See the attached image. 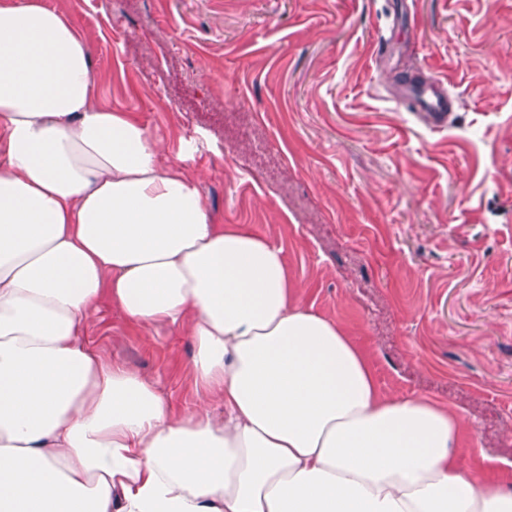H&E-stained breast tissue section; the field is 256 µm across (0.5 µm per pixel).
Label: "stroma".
Instances as JSON below:
<instances>
[{
	"instance_id": "1",
	"label": "stroma",
	"mask_w": 512,
	"mask_h": 512,
	"mask_svg": "<svg viewBox=\"0 0 512 512\" xmlns=\"http://www.w3.org/2000/svg\"><path fill=\"white\" fill-rule=\"evenodd\" d=\"M90 41L101 101L196 178L215 223L281 246L302 300L478 433L476 473L512 462V0H46ZM399 43L374 47L393 20ZM444 79L447 127L392 100ZM85 336L196 399L191 345L102 297Z\"/></svg>"
}]
</instances>
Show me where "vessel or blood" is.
<instances>
[{
	"instance_id": "1",
	"label": "vessel or blood",
	"mask_w": 512,
	"mask_h": 512,
	"mask_svg": "<svg viewBox=\"0 0 512 512\" xmlns=\"http://www.w3.org/2000/svg\"><path fill=\"white\" fill-rule=\"evenodd\" d=\"M392 98L436 128L446 127L453 112L452 97L446 83L430 75L404 80L397 86Z\"/></svg>"
}]
</instances>
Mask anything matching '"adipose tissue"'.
Instances as JSON below:
<instances>
[{
	"mask_svg": "<svg viewBox=\"0 0 512 512\" xmlns=\"http://www.w3.org/2000/svg\"><path fill=\"white\" fill-rule=\"evenodd\" d=\"M164 158L67 15L0 0V512H512V466L461 472L463 420L383 390ZM105 290L190 338V413L86 341Z\"/></svg>",
	"mask_w": 512,
	"mask_h": 512,
	"instance_id": "1",
	"label": "adipose tissue"
}]
</instances>
